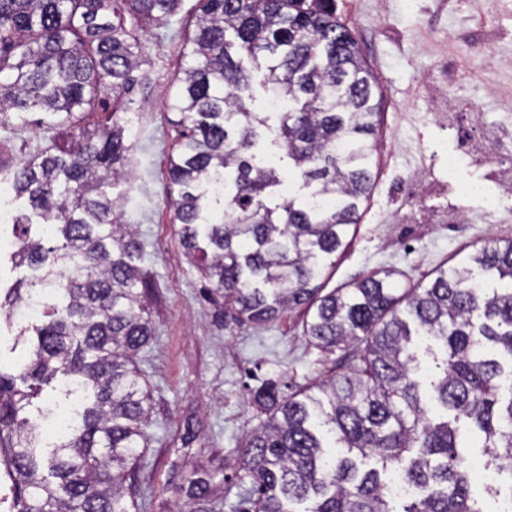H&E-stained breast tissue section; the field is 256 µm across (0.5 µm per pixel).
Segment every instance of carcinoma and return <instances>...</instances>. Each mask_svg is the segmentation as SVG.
<instances>
[{"label": "carcinoma", "mask_w": 512, "mask_h": 512, "mask_svg": "<svg viewBox=\"0 0 512 512\" xmlns=\"http://www.w3.org/2000/svg\"><path fill=\"white\" fill-rule=\"evenodd\" d=\"M181 0H0V126L66 134L10 172L26 210L12 262L59 287L18 374L0 370V468L10 512H141L123 491L144 461L151 393L136 357L153 339L140 243L112 185L132 150L129 120L97 107L147 79L138 32L164 27ZM167 108L173 222L224 316L266 326L297 308L326 351L363 344L343 371L290 394L253 391L268 418L245 439L249 481L232 512H487L477 470L512 468V240H491L425 284L380 269L327 294L316 281L345 248L373 186L380 98L336 0H197ZM247 57L265 92L288 101L270 125L253 108ZM300 197L284 196L269 132ZM440 348L430 391L413 337ZM78 394L72 432L46 443L30 417L42 386ZM481 433L468 463L458 423ZM395 470L423 494L393 507ZM213 475L195 465L181 491L203 512Z\"/></svg>", "instance_id": "cac0c4a2"}]
</instances>
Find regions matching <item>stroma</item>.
I'll use <instances>...</instances> for the list:
<instances>
[{
  "mask_svg": "<svg viewBox=\"0 0 512 512\" xmlns=\"http://www.w3.org/2000/svg\"><path fill=\"white\" fill-rule=\"evenodd\" d=\"M195 8L196 0H182L166 27L141 32L148 82L129 101L110 103L139 127L112 195L123 222L137 230L141 265L153 279L146 305L154 338L137 359L152 390L150 443L146 462L125 482L146 512H183L179 484L195 462L215 472L212 501L230 512L243 490L238 450L265 419L253 390L272 379L293 392L324 378L338 359L306 341L301 310L265 328L226 319L184 254L172 222L167 157L176 132L166 103ZM336 12L357 35L382 97L373 190L321 288L381 267L396 269L402 286L425 283L486 241L512 238V199L485 213L481 198H460L446 172L448 150L473 113L512 132V0H336ZM56 137L46 126H0V152L17 164ZM424 165L431 170L420 204L426 222L405 233L398 221L413 204L402 186ZM459 203L473 223H442Z\"/></svg>",
  "mask_w": 512,
  "mask_h": 512,
  "instance_id": "obj_1",
  "label": "stroma"
}]
</instances>
